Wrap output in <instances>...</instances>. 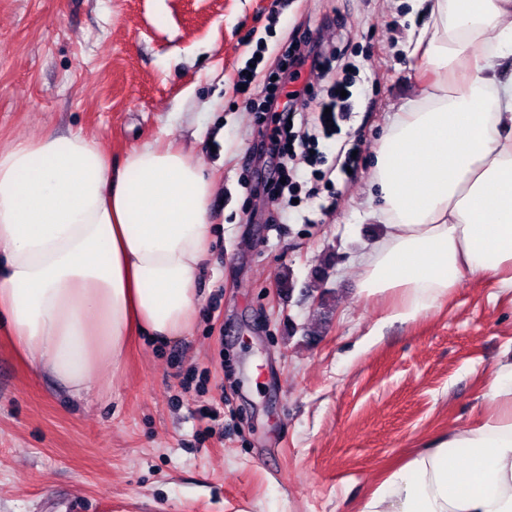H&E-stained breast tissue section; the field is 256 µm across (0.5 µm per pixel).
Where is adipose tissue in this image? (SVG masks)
Wrapping results in <instances>:
<instances>
[{"label":"adipose tissue","mask_w":512,"mask_h":512,"mask_svg":"<svg viewBox=\"0 0 512 512\" xmlns=\"http://www.w3.org/2000/svg\"><path fill=\"white\" fill-rule=\"evenodd\" d=\"M406 51L429 74L392 113L371 185L385 224L358 292L391 318L439 308L465 274L512 294V0H425ZM479 55H471L473 45ZM213 179L151 141L113 165L79 132L0 146V325L18 357L82 398L138 336H184L201 303ZM487 410L388 470L356 512H512V362Z\"/></svg>","instance_id":"adipose-tissue-1"}]
</instances>
